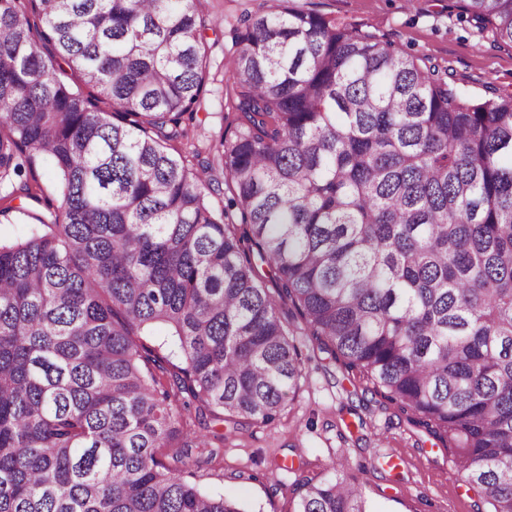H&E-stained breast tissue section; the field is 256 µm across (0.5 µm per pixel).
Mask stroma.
<instances>
[{"label": "stroma", "instance_id": "35a3bbf8", "mask_svg": "<svg viewBox=\"0 0 512 512\" xmlns=\"http://www.w3.org/2000/svg\"><path fill=\"white\" fill-rule=\"evenodd\" d=\"M261 0H210L220 21L208 31L210 79L199 121L182 149L207 147L226 126L234 26ZM297 5L349 24H363L395 48L451 64L459 85L480 96L486 83L512 90V48L497 47L448 14V0H296ZM303 377L275 422L212 423L209 448L194 450L185 477L226 494L248 512H294L307 479L335 481L336 464L362 487L371 512H487L481 493L461 478L454 451L396 407L365 389L316 345L297 337Z\"/></svg>", "mask_w": 512, "mask_h": 512}]
</instances>
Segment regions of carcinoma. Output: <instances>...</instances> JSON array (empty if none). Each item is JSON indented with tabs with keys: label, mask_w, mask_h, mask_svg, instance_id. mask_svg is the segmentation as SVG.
I'll use <instances>...</instances> for the list:
<instances>
[{
	"label": "carcinoma",
	"mask_w": 512,
	"mask_h": 512,
	"mask_svg": "<svg viewBox=\"0 0 512 512\" xmlns=\"http://www.w3.org/2000/svg\"><path fill=\"white\" fill-rule=\"evenodd\" d=\"M205 2L0 0V224L32 225L0 240V512H248L157 450L207 447L192 420L275 421L297 334L512 512V90L473 97L450 65L266 2L237 19L212 158L189 157ZM455 9L512 47V0ZM156 324L174 371L135 341ZM298 495L369 512L344 476Z\"/></svg>",
	"instance_id": "carcinoma-1"
}]
</instances>
